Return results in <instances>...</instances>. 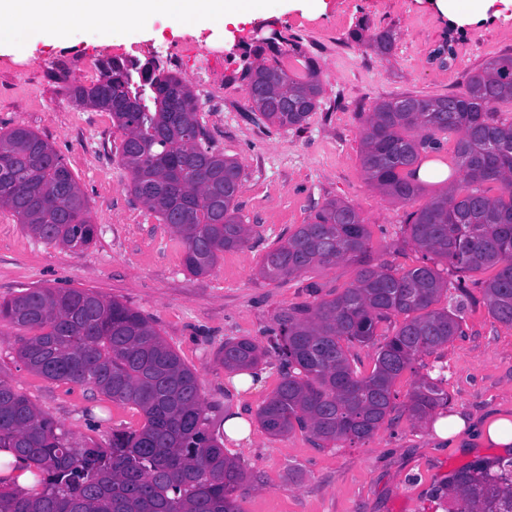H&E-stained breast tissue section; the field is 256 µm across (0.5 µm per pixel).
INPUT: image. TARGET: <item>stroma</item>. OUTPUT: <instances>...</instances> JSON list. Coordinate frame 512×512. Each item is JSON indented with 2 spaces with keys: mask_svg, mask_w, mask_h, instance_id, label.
I'll use <instances>...</instances> for the list:
<instances>
[{
  "mask_svg": "<svg viewBox=\"0 0 512 512\" xmlns=\"http://www.w3.org/2000/svg\"><path fill=\"white\" fill-rule=\"evenodd\" d=\"M487 18L451 22L436 0H325L311 11L299 0H266L240 25L221 28L201 15L191 22L208 45L223 49L224 75L235 79V94L224 109L199 104L198 118L216 152L238 160L243 188L238 213L251 229L241 250L225 252L203 276L183 265L182 248L167 225L129 190L130 177L115 148L121 135L108 113L67 101L62 84L51 80L53 62L99 57L119 43L149 49L172 41L181 23L155 14L135 26H119L100 38L89 31L64 40H0V129L24 126L47 140L64 158L85 194L96 235L72 250L29 235L0 211V301L31 288H90L141 311L196 372L210 430L224 434V419L235 407L257 414L280 381L277 361L264 365L257 390L235 393L216 354L225 340L248 337L266 345L275 312L305 301V287L317 282L330 293L355 280V265L319 266L271 283L259 274L265 252L278 238L307 221L328 199L350 202L369 232L375 258L409 270L421 265L413 247L396 249L406 205L392 200L365 178L360 164L359 113L377 99L400 93L458 92L467 74L512 53V8L495 4ZM392 31L389 55L376 54L370 38ZM280 33L313 58L321 71L323 96L301 132L256 124L244 115L245 85L238 76L243 52L253 38ZM454 37L455 60H433L435 48ZM462 336L423 355L416 371L404 372L394 390L397 410L377 433L359 443L316 446L301 431L272 436L252 427L250 444L225 443L249 477L239 490L240 512H448L437 488L457 471L501 458V449L443 448L427 424L413 421L403 405L419 375L441 379L448 409L475 419L512 414V325L487 312L480 289L462 313ZM15 332L0 325V376L6 377L76 439L107 446L113 430L135 428L141 415L98 392L37 376L16 356Z\"/></svg>",
  "mask_w": 512,
  "mask_h": 512,
  "instance_id": "35a3bbf8",
  "label": "stroma"
}]
</instances>
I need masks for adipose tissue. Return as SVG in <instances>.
Returning <instances> with one entry per match:
<instances>
[{
    "label": "adipose tissue",
    "mask_w": 512,
    "mask_h": 512,
    "mask_svg": "<svg viewBox=\"0 0 512 512\" xmlns=\"http://www.w3.org/2000/svg\"><path fill=\"white\" fill-rule=\"evenodd\" d=\"M259 0H0V30L16 36L66 35L89 25L101 35L119 24L171 13L182 20L206 14L218 23L237 25L253 12ZM432 436L439 444L458 445L467 440L501 449L512 447V416L491 415L477 425L458 413H437L431 419Z\"/></svg>",
    "instance_id": "adipose-tissue-1"
}]
</instances>
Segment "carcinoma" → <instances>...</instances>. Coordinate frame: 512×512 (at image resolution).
<instances>
[{"label":"carcinoma","mask_w":512,"mask_h":512,"mask_svg":"<svg viewBox=\"0 0 512 512\" xmlns=\"http://www.w3.org/2000/svg\"><path fill=\"white\" fill-rule=\"evenodd\" d=\"M393 41L392 32H380L370 47L387 54ZM265 52L260 43L244 56L247 106L270 126L303 131L322 97L320 68L306 57L303 74L291 75L266 64ZM136 65L133 71L110 59L96 82L66 73L61 80L72 103L111 115L130 191L182 244L186 270L202 276L248 242L235 205L241 166L213 150L188 80L152 60ZM505 103L512 104V55L470 73L460 94L381 99L361 117V168L384 195L415 204L423 192L419 171L450 134L457 135L462 177L446 180L444 192L407 214L403 242L423 252L421 266L404 271L374 262L363 218L341 199L314 209L264 254L259 275L272 282L316 266L357 265L342 293L326 298L312 282L313 300L281 309L268 349L246 337L219 349L226 370H253L271 355L279 361L280 382L257 413L268 434L299 429L326 445L372 438L394 408L397 378L462 333L460 307L435 304L451 289L469 297L467 274L496 270L471 285L482 290L494 320L512 325V118L498 110ZM484 183L498 184L500 194H487ZM0 210L48 243L81 250L94 238L72 172L23 126L0 131ZM394 317L402 321L376 343L378 324ZM0 323L26 331L17 356L29 371L95 389L144 416L140 429L113 432L106 448L81 445L0 378V449L37 468L29 491L0 476V512H238L246 476L207 430L198 376L140 311L90 289L45 287L1 302ZM355 347L375 348L367 375L353 369ZM448 401L423 375L404 409L423 421ZM445 493L453 512H512V460L460 470Z\"/></svg>","instance_id":"cac0c4a2"}]
</instances>
